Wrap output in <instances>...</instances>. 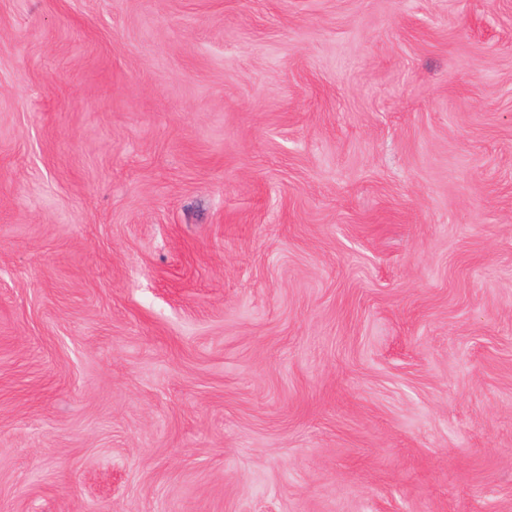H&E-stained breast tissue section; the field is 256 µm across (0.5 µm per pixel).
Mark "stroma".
I'll list each match as a JSON object with an SVG mask.
<instances>
[{
	"instance_id": "35a3bbf8",
	"label": "stroma",
	"mask_w": 512,
	"mask_h": 512,
	"mask_svg": "<svg viewBox=\"0 0 512 512\" xmlns=\"http://www.w3.org/2000/svg\"><path fill=\"white\" fill-rule=\"evenodd\" d=\"M0 512H512V0H0Z\"/></svg>"
}]
</instances>
